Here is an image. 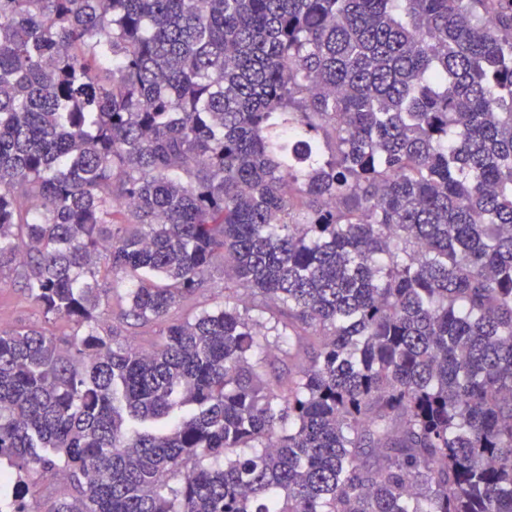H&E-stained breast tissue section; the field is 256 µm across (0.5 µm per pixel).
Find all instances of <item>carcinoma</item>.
<instances>
[{"label": "carcinoma", "mask_w": 512, "mask_h": 512, "mask_svg": "<svg viewBox=\"0 0 512 512\" xmlns=\"http://www.w3.org/2000/svg\"><path fill=\"white\" fill-rule=\"evenodd\" d=\"M9 285L0 512H512V0H0ZM214 288L199 296L194 302L178 305L172 309V319H184L200 313L204 309H211L224 304V263L219 262L213 271ZM0 324L15 326L35 325L47 333L62 336L71 331L70 325L63 320L45 322L40 309L20 291L18 287L0 290ZM125 309V304L120 300L118 295H112L108 302H103L100 307L101 320L104 326L113 325L122 330V336L132 344L143 349H150L159 341V327L155 324L127 326L122 321L121 313Z\"/></svg>", "instance_id": "1"}]
</instances>
